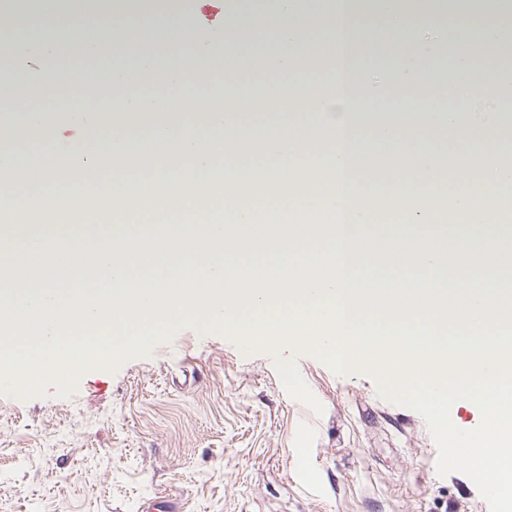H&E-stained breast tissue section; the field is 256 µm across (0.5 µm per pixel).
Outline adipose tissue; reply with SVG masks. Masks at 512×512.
<instances>
[{
    "label": "adipose tissue",
    "instance_id": "adipose-tissue-1",
    "mask_svg": "<svg viewBox=\"0 0 512 512\" xmlns=\"http://www.w3.org/2000/svg\"><path fill=\"white\" fill-rule=\"evenodd\" d=\"M479 2L476 12L466 0H417L408 11L373 8L366 0H318L313 7L305 0H274L267 8L256 0H195L188 16L176 0H166L150 21L151 32L167 36L163 45L128 24L144 0H114L108 10L99 0H89L79 12L62 6L54 41L45 37L35 12L26 36L13 38V12L0 8L1 52L46 59L80 48L106 59L101 84L108 89L127 82L121 60L134 47L142 49L137 66L145 71L156 69L172 50L182 51L167 76L169 94L124 99L123 111L108 119L67 95L61 115L32 114L28 124L12 125L9 141L0 145V169L20 173L24 165L16 146L34 131L46 148L81 154L86 169L103 179L92 209L78 196H63L58 183L39 185L46 221L30 224L21 235H0V303L10 306L13 321L0 338V375L19 377L46 360L73 376L89 362L163 335L174 322L289 338L327 349L342 365L356 351H373L383 358L389 384L426 406L445 411L477 396L489 422L466 440L474 446L469 464L493 487H512V443L491 426L500 409L512 404V372L498 357L504 329L489 320L502 310L498 282L512 280V249L502 245L496 220L502 209L497 189L512 183V166L501 162L497 142L478 136L498 128L497 118L472 126L448 109L449 101L466 104L487 85H512L511 71L488 63L512 33V0ZM423 14L448 27L455 76L434 84L426 100L395 81L390 90L405 110L378 111L382 89L364 72L355 47L368 28L373 55L428 56L435 45L399 36L402 29L418 28ZM252 16L261 17L279 52V79L261 85L273 106L260 115L247 108L206 111V103L223 97L228 85L251 86L254 55L245 49L241 22ZM193 18L217 20L219 42L194 43ZM314 28L325 34L322 76L338 87L331 117L336 139L325 153L315 140L294 134L288 111L292 105L306 113L326 109L307 82L287 77L295 51ZM202 61L231 71L234 82L200 87L194 73ZM257 126L264 135L244 147L224 135ZM432 131L450 136L459 164H479L485 173L483 182L468 185L451 222L439 202L429 199L440 164L424 156L403 169L373 161L376 146L412 143ZM145 143L157 148L149 172L140 165ZM364 166L380 185L400 187L401 222L419 215L424 223L447 225V234L370 236L373 218L355 190ZM285 169L314 173L325 184L321 191L293 195L290 181L280 176ZM476 198L482 201L477 209ZM233 225L250 228L253 242L227 245ZM53 240L68 251L66 262H46L45 247ZM306 255L331 259L336 277L299 279L284 291L261 288L272 268L288 272ZM445 265L470 287L461 305L466 321L448 330V349L462 365L449 376L434 363L432 341L442 324L434 290ZM366 271L413 287L406 307L388 323L380 321L379 297L363 279ZM131 295L138 302L133 310L122 305ZM473 336L485 347L482 357L469 346ZM466 441L449 429V445Z\"/></svg>",
    "mask_w": 512,
    "mask_h": 512
}]
</instances>
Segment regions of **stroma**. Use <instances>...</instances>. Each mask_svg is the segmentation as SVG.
Listing matches in <instances>:
<instances>
[{"instance_id": "stroma-1", "label": "stroma", "mask_w": 512, "mask_h": 512, "mask_svg": "<svg viewBox=\"0 0 512 512\" xmlns=\"http://www.w3.org/2000/svg\"><path fill=\"white\" fill-rule=\"evenodd\" d=\"M11 65L24 85L14 111H61L33 83L36 62ZM455 66L440 50L366 71L442 79ZM297 364L323 413L286 390L268 353L190 329L85 373L71 397L52 384L26 401L0 394V512H140L164 495L185 512H490L467 476H438L418 412L380 398L368 375L307 354Z\"/></svg>"}]
</instances>
